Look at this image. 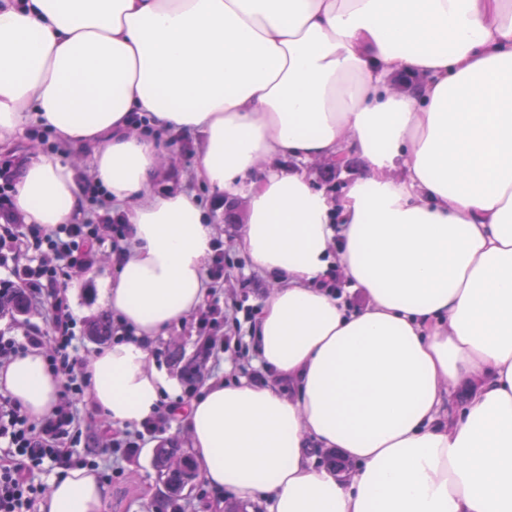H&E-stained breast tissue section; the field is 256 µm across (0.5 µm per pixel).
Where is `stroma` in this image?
<instances>
[{
	"label": "stroma",
	"mask_w": 512,
	"mask_h": 512,
	"mask_svg": "<svg viewBox=\"0 0 512 512\" xmlns=\"http://www.w3.org/2000/svg\"><path fill=\"white\" fill-rule=\"evenodd\" d=\"M199 138L191 133L174 136L171 149L161 157L164 175L153 186L155 193L170 191L194 192L207 210L215 236L224 241V278L212 283L200 312L192 313L179 325L170 328L153 343L154 363L178 378L181 387L202 390L213 379L232 382L239 378H252L255 352L250 338L253 322L235 324L233 311L238 305L253 307L255 315H262L264 305L273 294L276 284L272 279L251 271L246 254L236 242V231L241 225L247 206L245 197L219 198L197 180L193 171L198 153ZM113 267L111 253H103L91 269L76 273L66 288L75 318L81 328L77 346L84 358H92L100 349V342L89 338L86 327L89 321L105 309L98 302L96 279L106 277ZM241 333L245 342L241 350L215 348L214 354L201 377L190 381L182 378L181 369L195 358L206 337L224 338ZM178 440L180 448H187V433L176 423H169L154 436L146 437L141 447L129 459L120 461L121 471L113 475L109 484L111 499L108 512H170L168 492L153 466V453L160 441ZM184 512H228L235 505H242L244 512H266L260 502L238 503L236 498L222 496L209 489L203 482H196L191 490L180 493Z\"/></svg>",
	"instance_id": "stroma-1"
}]
</instances>
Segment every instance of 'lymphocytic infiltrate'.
<instances>
[{
    "mask_svg": "<svg viewBox=\"0 0 512 512\" xmlns=\"http://www.w3.org/2000/svg\"><path fill=\"white\" fill-rule=\"evenodd\" d=\"M21 164L14 157L0 160V270L7 274L0 286L20 288L29 306L50 300L49 329L21 338L0 333V367L29 349H47V368L61 379L63 389L50 414L38 420L22 413L11 398L0 396V512H37L45 491L39 475L50 473L61 462L70 469L87 465L77 450L81 434L76 422L89 384L65 285L73 273L99 261L106 240L117 242L129 235L128 224L122 216L109 213L103 192L90 180L84 191L96 210L103 212L102 222L61 224L49 233L26 223L14 210L11 195ZM169 411L167 405L158 406L134 431L104 427L99 437L102 455L129 458L145 437L164 430Z\"/></svg>",
    "mask_w": 512,
    "mask_h": 512,
    "instance_id": "lymphocytic-infiltrate-1",
    "label": "lymphocytic infiltrate"
}]
</instances>
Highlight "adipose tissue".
<instances>
[{
  "label": "adipose tissue",
  "instance_id": "ef3b65f1",
  "mask_svg": "<svg viewBox=\"0 0 512 512\" xmlns=\"http://www.w3.org/2000/svg\"><path fill=\"white\" fill-rule=\"evenodd\" d=\"M29 123L60 150L24 164L26 223L73 222L62 154L86 147L130 226L98 281L135 333L86 367L102 417L137 427L170 397L200 478L268 512H512V0H0V144ZM178 132L199 135L213 194L247 195L238 241L277 284L253 337L275 383L186 401L150 364L208 288L206 210L151 189ZM350 153L366 172L336 201L305 164ZM334 265L354 303L324 287ZM60 388L41 350L0 368L29 417ZM315 444L357 464L351 481L312 464ZM109 498L67 469L40 512Z\"/></svg>",
  "mask_w": 512,
  "mask_h": 512
}]
</instances>
